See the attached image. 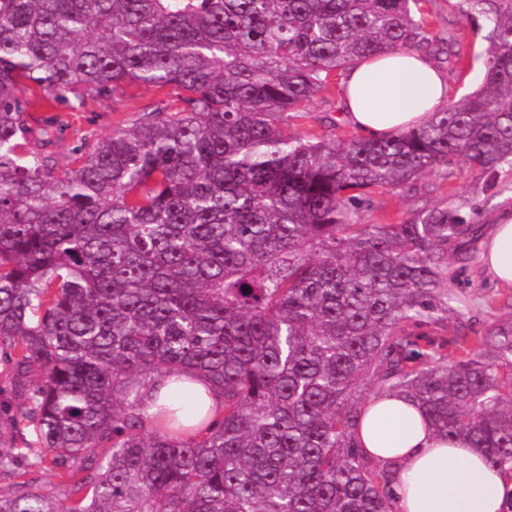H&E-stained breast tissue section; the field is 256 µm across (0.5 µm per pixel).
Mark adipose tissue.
I'll return each mask as SVG.
<instances>
[{
    "label": "adipose tissue",
    "instance_id": "ef3b65f1",
    "mask_svg": "<svg viewBox=\"0 0 512 512\" xmlns=\"http://www.w3.org/2000/svg\"><path fill=\"white\" fill-rule=\"evenodd\" d=\"M450 100L444 73L425 55L397 51L362 59L343 78V119L364 137L424 125ZM485 276L512 287V217L482 244ZM364 455L395 472V512H512V479L490 468L465 438H440L409 398L373 396L357 429Z\"/></svg>",
    "mask_w": 512,
    "mask_h": 512
}]
</instances>
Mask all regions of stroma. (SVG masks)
I'll return each instance as SVG.
<instances>
[{"mask_svg": "<svg viewBox=\"0 0 512 512\" xmlns=\"http://www.w3.org/2000/svg\"><path fill=\"white\" fill-rule=\"evenodd\" d=\"M426 10L433 30L446 28L451 23L457 26L466 54L465 65L462 72L449 73L448 86L451 98H459L476 89L481 82L480 53L485 46L482 34L473 23L461 19L451 0H428ZM163 97L161 91L134 85L114 98L87 99L76 112L58 107V115L63 116L67 123L59 143L52 148L59 167H68L76 158L78 149L89 148L95 139L131 123L138 107ZM288 125L293 133L306 138L349 136L354 132L353 127L343 120L338 96L333 91L318 93L307 111L289 118ZM482 184L478 171L460 162L453 167L447 180H440L437 174L429 173L421 177L412 189L374 191L370 205L360 214V221L364 224H395L410 210L445 202L464 204L472 222L487 228L496 223L504 207L512 206V171L506 169L501 172L495 198H488L482 193ZM453 270L448 286L466 302L471 335H481L486 323L504 312V302L512 297V288L487 282L475 261L464 266L454 265Z\"/></svg>", "mask_w": 512, "mask_h": 512, "instance_id": "obj_1", "label": "stroma"}]
</instances>
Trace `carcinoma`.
Masks as SVG:
<instances>
[{"label":"carcinoma","mask_w":512,"mask_h":512,"mask_svg":"<svg viewBox=\"0 0 512 512\" xmlns=\"http://www.w3.org/2000/svg\"><path fill=\"white\" fill-rule=\"evenodd\" d=\"M426 2L0 0V356L23 405L0 512H395L356 443L367 375L512 477V304L472 338L447 289L480 228L446 203L359 223L374 190L460 160L488 190L512 167V0H457L484 22L482 84L424 126L282 128L360 58L461 70ZM133 84L166 98L58 169L63 122L33 110ZM188 372L216 417L192 398L143 416ZM176 386L178 385L170 384L168 379L162 378L156 381L148 392L143 413L148 416L152 415L155 411L156 398L159 397L158 404L162 403L163 400L173 394Z\"/></svg>","instance_id":"carcinoma-1"}]
</instances>
